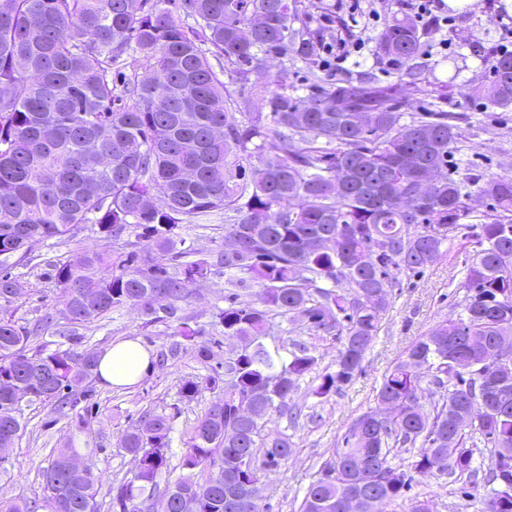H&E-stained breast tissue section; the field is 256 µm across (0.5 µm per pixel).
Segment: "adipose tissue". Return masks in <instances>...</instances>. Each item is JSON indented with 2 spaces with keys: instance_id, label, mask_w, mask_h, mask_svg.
Segmentation results:
<instances>
[{
  "instance_id": "ef3b65f1",
  "label": "adipose tissue",
  "mask_w": 512,
  "mask_h": 512,
  "mask_svg": "<svg viewBox=\"0 0 512 512\" xmlns=\"http://www.w3.org/2000/svg\"><path fill=\"white\" fill-rule=\"evenodd\" d=\"M152 367L151 351L138 341L127 340L113 345L100 356L97 375L103 385L127 386L142 380Z\"/></svg>"
}]
</instances>
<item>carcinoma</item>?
I'll return each instance as SVG.
<instances>
[{
  "label": "carcinoma",
  "instance_id": "1",
  "mask_svg": "<svg viewBox=\"0 0 512 512\" xmlns=\"http://www.w3.org/2000/svg\"><path fill=\"white\" fill-rule=\"evenodd\" d=\"M303 0H0V439L24 432V407L58 403L74 410L89 396L99 356L80 352L84 330L136 307L146 326L178 322L206 364L220 340L242 342L224 354V373L188 380L179 402L201 386L218 399L192 427L182 473L158 493L167 469L172 416L150 413L120 447L138 461L110 488L112 512L159 504L162 512H264L225 490L237 471L234 449L251 451L247 481L288 459V435L274 417L296 423L288 404L321 356L293 339L288 358L265 344L276 319L339 344L336 370L313 393L339 394L361 370L403 274L433 264L469 228L462 312L437 322L384 375L377 410L355 418L332 459L310 483L300 512H354L350 505L396 503L417 476L446 478L462 497L483 492L480 512H512V162L502 174H448L463 138L454 117L435 108L444 91L406 115L402 82L326 80L300 95L251 81L258 52L317 62L320 32L306 24ZM138 55L129 74L112 70ZM378 58L402 66L424 54L407 17L375 37ZM251 85L252 97L224 95V74ZM465 95L512 109V54L497 56L485 80ZM267 111H251L252 98ZM51 126L46 140L42 129ZM490 201L466 224V198ZM224 211V240L209 252L187 243L186 225ZM87 224L112 238V252L81 253L50 264L57 303L69 313L58 334L65 349L33 346L39 328L18 324L10 308L25 290L10 269L32 261L35 240L72 242ZM133 236L135 240L123 239ZM224 275L256 288L213 313L211 330L180 314L189 287ZM96 296L86 306V293ZM434 397L430 407L424 394ZM264 449L258 459V449ZM416 450L406 465L393 450ZM75 448H58L43 468V497L0 499V512H100L102 477L76 470ZM488 459L487 467L480 460Z\"/></svg>",
  "mask_w": 512,
  "mask_h": 512
}]
</instances>
